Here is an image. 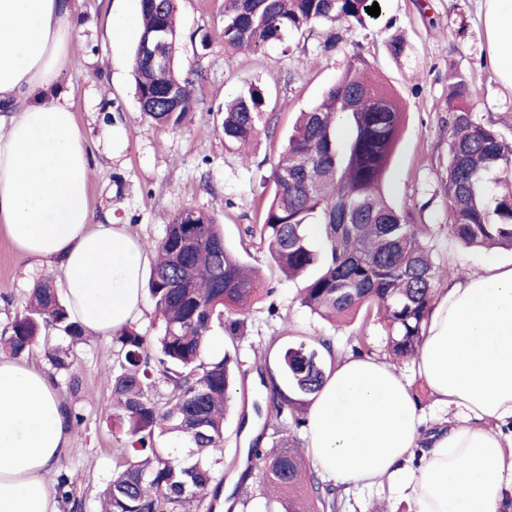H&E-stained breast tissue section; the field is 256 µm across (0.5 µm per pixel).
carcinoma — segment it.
I'll list each match as a JSON object with an SVG mask.
<instances>
[{
  "instance_id": "1",
  "label": "carcinoma",
  "mask_w": 512,
  "mask_h": 512,
  "mask_svg": "<svg viewBox=\"0 0 512 512\" xmlns=\"http://www.w3.org/2000/svg\"><path fill=\"white\" fill-rule=\"evenodd\" d=\"M176 0H143L142 30L134 50L136 97L151 103L143 114L176 128L194 109L193 81L174 67ZM376 0H224V48L259 53L317 22H356L369 17ZM163 40L167 64L160 68L144 47ZM371 64L350 54L320 103L299 114L282 157L262 223L250 232L267 245L271 264L300 277L302 307L334 322L363 311L383 316L394 360L415 357L426 336L438 285L454 274L433 257L428 232L408 220L385 190L403 124L397 96L367 77ZM448 92V161L445 194L448 238L466 247L512 249V140L473 112L471 84L452 74ZM266 93L247 82L224 110L225 144L244 146L268 124ZM194 244L185 249V236ZM157 259L147 283L160 324L156 336L132 326L119 330L112 363V400L123 436L113 450L114 471L103 494V512H213L210 489L223 487L224 416L240 372L230 351L204 357L208 336L221 328L234 344L259 281L224 240L221 225L188 207L175 214L155 245ZM75 344L83 328L66 298L48 281L32 288L0 348L12 355L43 343L56 371L75 392L81 387L67 351L50 345L51 333ZM335 367L331 336H272L257 369L261 401L257 417L271 430V445L255 440L248 468L233 500L248 503L255 478L266 512H337L331 489L310 468L295 430L305 424L306 397L318 392ZM166 392L156 390L155 373ZM291 417V427L283 419ZM172 436L185 442L178 456L161 447ZM57 499H73L66 473L58 476Z\"/></svg>"
}]
</instances>
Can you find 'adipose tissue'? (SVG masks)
<instances>
[{"label":"adipose tissue","mask_w":512,"mask_h":512,"mask_svg":"<svg viewBox=\"0 0 512 512\" xmlns=\"http://www.w3.org/2000/svg\"><path fill=\"white\" fill-rule=\"evenodd\" d=\"M500 77L512 85V0H483ZM77 24L68 0H0V230L26 257L59 268L87 333L108 335L144 306V246L87 205L91 149L62 82ZM418 369L455 422L432 435L423 466L405 461L421 436L403 377L348 356L314 396L308 450L340 483L390 480L417 512H512V455L482 419H512V268L460 277L436 295ZM72 444L51 377L0 355V512H56L45 477Z\"/></svg>","instance_id":"adipose-tissue-1"}]
</instances>
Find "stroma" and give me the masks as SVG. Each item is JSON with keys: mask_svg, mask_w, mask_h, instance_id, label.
Masks as SVG:
<instances>
[{"mask_svg": "<svg viewBox=\"0 0 512 512\" xmlns=\"http://www.w3.org/2000/svg\"><path fill=\"white\" fill-rule=\"evenodd\" d=\"M378 4L379 16L365 25L316 23L265 52L232 54L224 49V0H176L174 65L193 80L197 104L187 122L172 129L144 117L135 95L139 0H72L80 63L65 71L64 81L71 91L76 124L90 141L107 125L124 128L127 136V145L118 154L111 156L100 148L93 152L88 205L95 220L126 225L148 246L163 237L177 212L192 207L213 216L222 225L225 240L259 274L260 294L237 342L245 379L231 392L225 455H246L256 440L265 447L270 444L262 434V421L250 415L261 390L256 363L268 337L327 335L334 339L337 356L358 349L366 357H386V332L376 318L334 328L311 314L299 302L301 281L272 269L264 245L248 233L268 203L272 167L297 113L321 99L351 53L361 52L402 101L406 119L388 173V193L415 224L432 230L436 262L463 274L485 266L512 265L510 250L464 251L439 230L446 211L448 131L443 119L451 70L468 76L476 116L512 140V86L502 83L493 67L480 0H378ZM113 15L128 21L116 47L106 33ZM333 34L338 43L330 49L326 43ZM398 34L406 40V51L395 57L388 42ZM248 82L266 90L265 110L272 122L242 154L225 144L221 122L225 103ZM45 278L58 289L66 287L58 271L24 256L0 231V332L9 326L28 290ZM358 333L363 336L359 343L354 340ZM117 351L111 337L88 336L72 351L79 391L57 388L63 404L83 417L71 449L58 465L73 483L80 512H100V494L113 474L117 427L110 379ZM396 370L409 384L422 431L447 418L416 361L398 364ZM321 482L337 493L340 512H371L377 504L387 512L416 510L408 492L387 482L344 485L326 475Z\"/></svg>", "mask_w": 512, "mask_h": 512, "instance_id": "obj_1", "label": "stroma"}]
</instances>
